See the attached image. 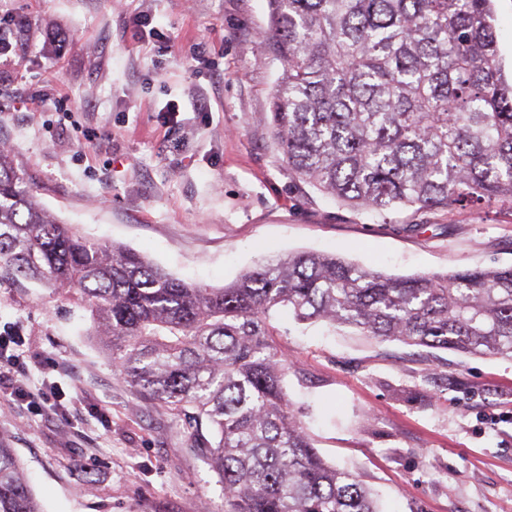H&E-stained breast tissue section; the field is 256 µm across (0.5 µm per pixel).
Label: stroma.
<instances>
[{
    "instance_id": "35a3bbf8",
    "label": "stroma",
    "mask_w": 512,
    "mask_h": 512,
    "mask_svg": "<svg viewBox=\"0 0 512 512\" xmlns=\"http://www.w3.org/2000/svg\"><path fill=\"white\" fill-rule=\"evenodd\" d=\"M267 0H0V141L40 202L176 278L230 283L264 255L332 252L395 276L512 265V211L381 218L301 184L270 133L281 72L259 47ZM89 312L0 282L33 410L0 397L43 512H224L184 417L112 368ZM293 413L383 512H512V357L274 322Z\"/></svg>"
}]
</instances>
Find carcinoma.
Segmentation results:
<instances>
[{"label":"carcinoma","instance_id":"1","mask_svg":"<svg viewBox=\"0 0 512 512\" xmlns=\"http://www.w3.org/2000/svg\"><path fill=\"white\" fill-rule=\"evenodd\" d=\"M259 46L282 70L270 127L282 162L383 218L512 209V83L491 0H268ZM68 293L135 393L189 406L224 512H382L327 464L290 410L274 314L380 340L512 355V267L391 277L331 253L266 257L222 288L87 239L38 201L0 148V279ZM0 512H41L0 440Z\"/></svg>","mask_w":512,"mask_h":512}]
</instances>
